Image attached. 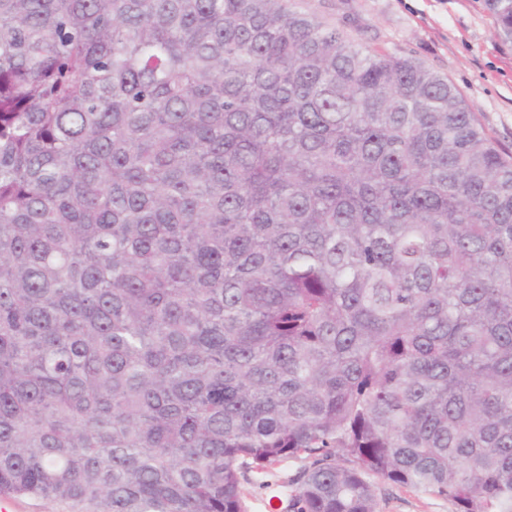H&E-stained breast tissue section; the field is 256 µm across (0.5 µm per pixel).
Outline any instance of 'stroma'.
Returning a JSON list of instances; mask_svg holds the SVG:
<instances>
[{"instance_id":"35a3bbf8","label":"stroma","mask_w":512,"mask_h":512,"mask_svg":"<svg viewBox=\"0 0 512 512\" xmlns=\"http://www.w3.org/2000/svg\"><path fill=\"white\" fill-rule=\"evenodd\" d=\"M299 11L344 26L361 44L411 55L461 92L488 136L512 151V46L495 34L485 0H296ZM308 460L286 458L241 480L245 512L288 500ZM377 512H455L447 498L373 481Z\"/></svg>"}]
</instances>
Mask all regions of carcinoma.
Instances as JSON below:
<instances>
[{
	"mask_svg": "<svg viewBox=\"0 0 512 512\" xmlns=\"http://www.w3.org/2000/svg\"><path fill=\"white\" fill-rule=\"evenodd\" d=\"M290 457L289 512H512V153L294 0H0V495L244 512ZM310 462L309 459L285 458L264 469L247 471L241 479L244 512H289V494L299 486L300 476ZM273 495L282 500V506L278 499L273 500V505L281 506L277 511L268 508V499ZM374 484L377 512H455L448 498L402 487L378 478Z\"/></svg>",
	"mask_w": 512,
	"mask_h": 512,
	"instance_id": "1",
	"label": "carcinoma"
}]
</instances>
